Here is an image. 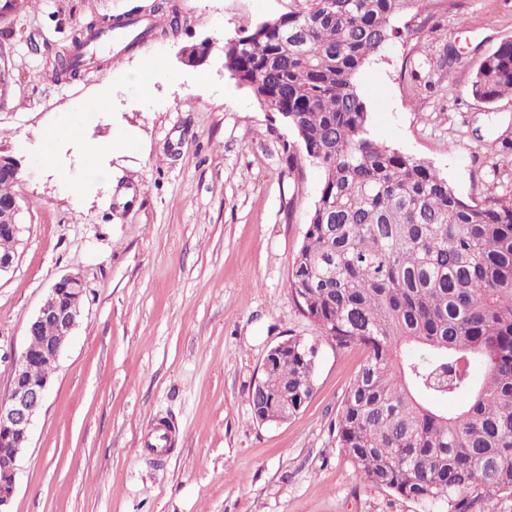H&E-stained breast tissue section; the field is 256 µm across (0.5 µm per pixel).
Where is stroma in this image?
<instances>
[{
	"mask_svg": "<svg viewBox=\"0 0 512 512\" xmlns=\"http://www.w3.org/2000/svg\"><path fill=\"white\" fill-rule=\"evenodd\" d=\"M163 7L177 30L58 78L81 27ZM301 7L27 0L7 21L0 153L20 163L22 231L0 275V398L55 280L88 288L10 512H446L364 484L338 448L333 423L365 353L321 339L289 288L323 172L303 157L288 167L293 131L224 69L227 40ZM393 24L357 78L371 134L465 200H511L512 96L485 103L472 81L512 40V0H433ZM205 40V61L182 62ZM104 92L108 106L89 110ZM291 336L318 343L314 395L291 420L259 423L250 387Z\"/></svg>",
	"mask_w": 512,
	"mask_h": 512,
	"instance_id": "35a3bbf8",
	"label": "stroma"
}]
</instances>
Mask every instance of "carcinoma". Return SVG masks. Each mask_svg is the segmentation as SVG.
Listing matches in <instances>:
<instances>
[{"label": "carcinoma", "mask_w": 512, "mask_h": 512, "mask_svg": "<svg viewBox=\"0 0 512 512\" xmlns=\"http://www.w3.org/2000/svg\"><path fill=\"white\" fill-rule=\"evenodd\" d=\"M304 2L225 44L224 68L288 113V166L301 152L323 170L289 287L321 337L365 351L337 446L367 484L481 512L488 497L512 499V202L466 201L430 164L370 135L356 77L395 36L393 19L433 0ZM472 92L512 94V40L481 61ZM317 354L288 338L249 391L253 415H297Z\"/></svg>", "instance_id": "carcinoma-1"}]
</instances>
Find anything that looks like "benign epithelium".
<instances>
[{
    "instance_id": "benign-epithelium-1",
    "label": "benign epithelium",
    "mask_w": 512,
    "mask_h": 512,
    "mask_svg": "<svg viewBox=\"0 0 512 512\" xmlns=\"http://www.w3.org/2000/svg\"><path fill=\"white\" fill-rule=\"evenodd\" d=\"M19 212L17 198L0 200V213L9 216L0 225V233L18 237ZM85 295L80 276L68 274L57 280L26 327V336L38 334L40 341L26 343L11 363L8 392L0 399V512H9L16 489V462L30 445L33 423L48 395L50 375L36 376L33 369L45 361H58L83 314Z\"/></svg>"
}]
</instances>
